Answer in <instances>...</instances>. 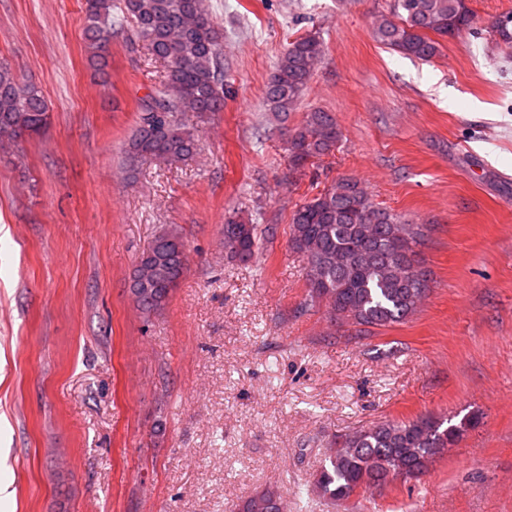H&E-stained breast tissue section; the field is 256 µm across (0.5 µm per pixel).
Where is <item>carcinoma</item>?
I'll return each instance as SVG.
<instances>
[{"label":"carcinoma","mask_w":512,"mask_h":512,"mask_svg":"<svg viewBox=\"0 0 512 512\" xmlns=\"http://www.w3.org/2000/svg\"><path fill=\"white\" fill-rule=\"evenodd\" d=\"M87 3L85 37L96 70L109 66L112 34L126 23L169 67L163 89L140 104V121L125 150L128 173L134 174L148 160L177 161L192 155L196 140L182 115L224 111L221 33L204 0ZM475 26L468 0H393L390 12L373 22V36L389 49L426 61L440 54L438 38ZM490 32L497 40L512 43V12L496 17ZM323 53V42L315 33L288 44L265 88L275 117H288ZM48 122L41 90L0 63V133L21 138L40 132ZM340 137L331 113L311 110L301 125L288 130L290 169L305 173L313 159L334 152ZM273 234L270 225L230 218L224 224V249L229 258L249 262L261 239ZM420 238L421 230L403 216L375 206L359 182L341 178L293 212L289 244L306 260L311 299L327 301L343 323L386 327L415 314L429 290V284L418 279L422 266L415 246ZM186 266L179 234L159 232L130 278L138 308L145 314L163 309ZM477 423L474 415L456 423L421 417L360 430L313 475L311 492L334 506L362 490L387 485L390 469L403 471L405 480L416 479ZM239 512H281V498L265 490L244 500Z\"/></svg>","instance_id":"obj_1"}]
</instances>
